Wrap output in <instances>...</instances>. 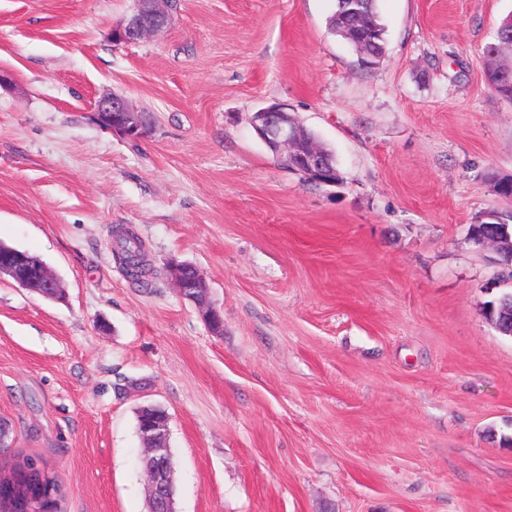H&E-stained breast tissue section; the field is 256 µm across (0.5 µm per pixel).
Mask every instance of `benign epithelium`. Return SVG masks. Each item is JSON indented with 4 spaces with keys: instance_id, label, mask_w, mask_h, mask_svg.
Segmentation results:
<instances>
[{
    "instance_id": "benign-epithelium-1",
    "label": "benign epithelium",
    "mask_w": 512,
    "mask_h": 512,
    "mask_svg": "<svg viewBox=\"0 0 512 512\" xmlns=\"http://www.w3.org/2000/svg\"><path fill=\"white\" fill-rule=\"evenodd\" d=\"M134 14L117 25L112 33L118 43H132L162 30L173 18V0H136ZM97 119L104 125L129 139L139 140L146 133L140 112L125 98L113 94L100 99L96 105ZM119 113V122H112V113ZM253 127L274 153H283L284 161L300 167L311 174H322L327 163L315 146L303 151L295 148L298 129L291 123L288 108L276 105L253 114ZM474 247L481 251L494 247L503 254L512 249V238L505 240L500 235L469 237ZM7 275L25 290L42 296H51L52 276L40 258L27 252L0 246V276ZM168 275L174 280L182 298L195 303L202 319L216 335L224 334L223 316L201 299L207 285L201 275H188L186 267L178 262L168 263ZM141 433L148 443V453L143 461V472L147 478L148 500L152 512H174L172 484L174 461L168 444L170 418L165 409L155 405L143 406Z\"/></svg>"
}]
</instances>
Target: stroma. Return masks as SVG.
Returning a JSON list of instances; mask_svg holds the SVG:
<instances>
[{"label": "stroma", "mask_w": 512, "mask_h": 512, "mask_svg": "<svg viewBox=\"0 0 512 512\" xmlns=\"http://www.w3.org/2000/svg\"><path fill=\"white\" fill-rule=\"evenodd\" d=\"M135 5L0 0V243L65 292L0 280V468L46 467L57 512H146L156 403L176 512H512V339L482 314L502 268L468 239L512 208V101L482 64L512 0H377L368 70L335 0H176L113 43ZM113 93L144 139L96 121ZM274 102L341 181L268 149L251 116ZM118 225L197 267L223 335L170 278L125 276ZM134 14L112 30L113 40L132 43L169 25L173 18V0H137ZM348 0H336L335 10L329 16L328 27L329 30L343 38L348 43L362 44V50L367 53L380 51L385 45V29L379 22L378 13L376 9V0H361L362 3L360 24L356 26L349 25V20L346 16V3ZM365 53L363 56L357 57V64L360 68L370 69L379 64L372 56Z\"/></svg>", "instance_id": "35a3bbf8"}]
</instances>
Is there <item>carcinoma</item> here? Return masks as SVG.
I'll return each instance as SVG.
<instances>
[{
    "label": "carcinoma",
    "mask_w": 512,
    "mask_h": 512,
    "mask_svg": "<svg viewBox=\"0 0 512 512\" xmlns=\"http://www.w3.org/2000/svg\"><path fill=\"white\" fill-rule=\"evenodd\" d=\"M348 0H336L335 10L329 16V30L345 41L362 45L367 54L357 57V64L370 69L378 61L369 53L382 50L385 44V29L379 22L376 0H361L360 24L349 25L346 18ZM498 31L508 33L506 38L496 37V42L488 44L483 51L485 76L501 75L502 81L495 84L494 91L502 97L512 100V63L501 59L505 50L504 40L512 42V14L504 17ZM492 224L480 221L469 225L468 231L482 232L497 230L500 235L509 232L512 211L494 212ZM113 257L126 277L142 288H147L163 274V270L154 267L144 250L138 235L130 230L117 231L113 244ZM60 486L55 476L41 469L36 463L28 461L13 468L9 474L0 473V512H53Z\"/></svg>",
    "instance_id": "cac0c4a2"
}]
</instances>
